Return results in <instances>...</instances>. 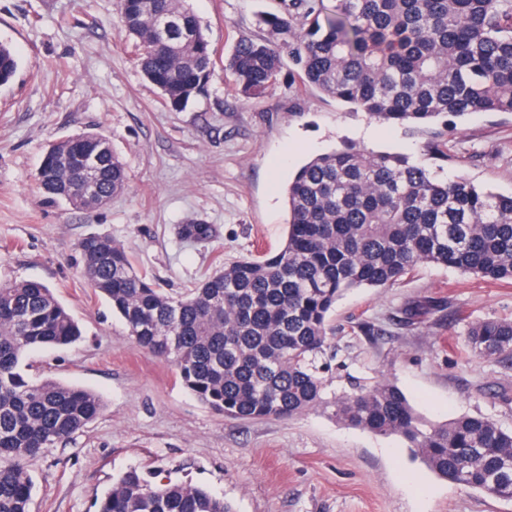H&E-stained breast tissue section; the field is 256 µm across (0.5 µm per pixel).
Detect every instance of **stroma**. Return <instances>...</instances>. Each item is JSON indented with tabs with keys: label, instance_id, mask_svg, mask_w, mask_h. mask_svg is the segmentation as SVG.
I'll return each instance as SVG.
<instances>
[{
	"label": "stroma",
	"instance_id": "stroma-1",
	"mask_svg": "<svg viewBox=\"0 0 512 512\" xmlns=\"http://www.w3.org/2000/svg\"><path fill=\"white\" fill-rule=\"evenodd\" d=\"M216 51L204 96L175 111L142 75L117 0H0V43L18 59L0 86V282H44L83 336L31 351L32 376L99 394L102 414L67 445L29 460L32 512H94L127 470L152 483L211 490L235 512H512V500L450 483L412 459L397 436L344 425L316 408L290 420H235L185 389L174 366L128 337L82 274L78 242L121 245L158 288L183 294L215 270L284 241V188L311 157L346 143L400 153L438 180L512 192V113L478 112L448 131V155L429 154L436 128H391L304 84L293 66L262 97L238 95L224 65L238 40L264 31L280 0H189ZM97 132L128 183L106 207L48 199L35 175L46 148ZM213 225L204 244L177 227ZM426 304L424 322L409 308ZM512 320V285L426 264L387 288L346 291L332 314L337 356L329 392L390 381L440 423L470 414L512 430V366L471 356L469 326Z\"/></svg>",
	"mask_w": 512,
	"mask_h": 512
}]
</instances>
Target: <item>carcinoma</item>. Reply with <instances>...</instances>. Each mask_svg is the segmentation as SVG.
Returning <instances> with one entry per match:
<instances>
[{"instance_id":"1","label":"carcinoma","mask_w":512,"mask_h":512,"mask_svg":"<svg viewBox=\"0 0 512 512\" xmlns=\"http://www.w3.org/2000/svg\"><path fill=\"white\" fill-rule=\"evenodd\" d=\"M144 77L174 109L202 95L214 50L188 0H118ZM176 26L159 39L156 27ZM267 35L242 40L225 65L233 88L258 97L285 63L311 87L393 127L421 129L474 112L512 113V0H281L262 20ZM0 44V86L17 71ZM100 157L97 206L125 189L124 163L101 134L51 146L37 175L49 198L77 207L81 173L66 156ZM284 245L243 257L173 296L138 272L111 238L90 235L79 249L82 273L110 303L134 343L173 363L182 385L232 419H290L316 407L348 425L402 437L435 474L512 499V431L483 415L433 425L389 381L324 397L330 312L352 288L389 287L421 264L512 284V195L463 178L439 181L404 155L345 145L319 155L286 188ZM210 224L178 227L202 244ZM81 330L38 280L0 283V512H32L34 481L25 461L69 443L102 410L90 390L29 376L24 358L76 343ZM467 347L512 361V321L472 324ZM96 512H235L206 488L152 485L135 469L95 500Z\"/></svg>"}]
</instances>
